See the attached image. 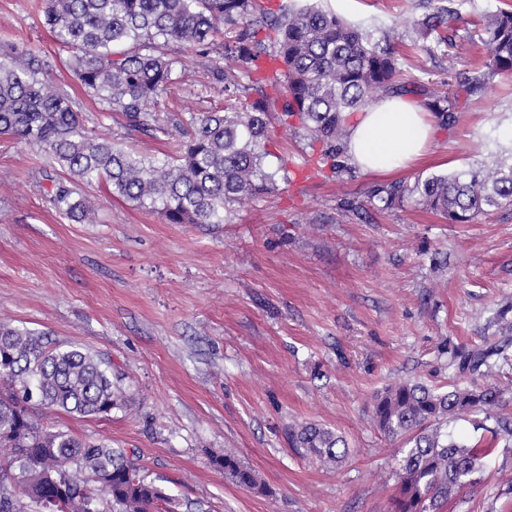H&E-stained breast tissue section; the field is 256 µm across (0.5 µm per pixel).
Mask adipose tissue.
<instances>
[{
    "label": "adipose tissue",
    "instance_id": "1",
    "mask_svg": "<svg viewBox=\"0 0 512 512\" xmlns=\"http://www.w3.org/2000/svg\"><path fill=\"white\" fill-rule=\"evenodd\" d=\"M435 118L406 96H386L350 120L346 157L358 169L390 174L424 158Z\"/></svg>",
    "mask_w": 512,
    "mask_h": 512
}]
</instances>
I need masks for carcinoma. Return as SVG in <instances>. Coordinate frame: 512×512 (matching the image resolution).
I'll use <instances>...</instances> for the list:
<instances>
[{"instance_id":"carcinoma-1","label":"carcinoma","mask_w":512,"mask_h":512,"mask_svg":"<svg viewBox=\"0 0 512 512\" xmlns=\"http://www.w3.org/2000/svg\"><path fill=\"white\" fill-rule=\"evenodd\" d=\"M448 10L414 22V43L448 41ZM42 24L61 48L85 92L128 125L149 136L181 135L178 153L159 158L126 151L84 128L72 98L53 89L47 76L54 60L23 43L0 46V136L48 154L67 180L46 188L55 208L81 223L88 213L73 184L103 182L140 208L170 224H224L245 197L276 190L262 170L272 118L305 129L325 145L320 163L333 176L347 170L339 160L349 117L387 94L413 95L425 111L448 125V92L440 85L403 81L395 53L365 30L314 7L273 12L260 0H44ZM227 33L214 78L224 83L222 112L164 122L156 107L174 84L175 44L207 55ZM488 49L481 75L463 87L475 93L486 79L512 74V11L489 19L479 35ZM256 78L254 95L242 77ZM370 196L386 209L413 200L450 224L512 204V164L493 160L455 174H431L410 185L378 184ZM507 341L448 348L450 363L467 381L448 389L403 381L377 393L372 419L387 438H401L395 512H438L483 466L486 449L448 433V422L485 415L512 388L496 380L508 363ZM0 512H22L20 498L39 512H176L175 498L140 474L135 451L93 444L39 424L29 402L49 410L109 415L122 402L105 361L77 346L52 347L34 332L0 322ZM289 441L326 467L347 457L343 436L321 424L290 429ZM238 485L261 491L255 473L232 453L217 460ZM91 500L95 510L84 508Z\"/></svg>"}]
</instances>
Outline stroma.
I'll return each mask as SVG.
<instances>
[{
    "instance_id": "obj_1",
    "label": "stroma",
    "mask_w": 512,
    "mask_h": 512,
    "mask_svg": "<svg viewBox=\"0 0 512 512\" xmlns=\"http://www.w3.org/2000/svg\"><path fill=\"white\" fill-rule=\"evenodd\" d=\"M318 6L390 41L407 79L448 86L451 119L430 157L398 173L414 183L487 156H512V76L469 97L482 72L473 35L512 0H451V45L411 48L412 24L437 0H263ZM41 0H0V43L53 56L50 81L83 113L86 129L147 156L175 155L178 136L148 137L86 97ZM211 61L184 57L161 103L169 113L222 110ZM303 130L274 126L262 165L277 189L236 203L227 224H170L156 212L83 183L91 221L60 214L45 192L66 173L44 153L0 138V322L80 346L107 362L125 397L109 415L47 414L54 427L136 453L135 462L185 512H392L402 440L371 419V397L418 379L448 387L446 350L498 336L512 302V206L448 224L415 203L378 210L382 175L329 179L311 170ZM319 423L351 451L326 469L291 447L288 431ZM448 430L489 450L481 472L439 512H512V442L466 418ZM233 452L266 487L225 478Z\"/></svg>"
}]
</instances>
